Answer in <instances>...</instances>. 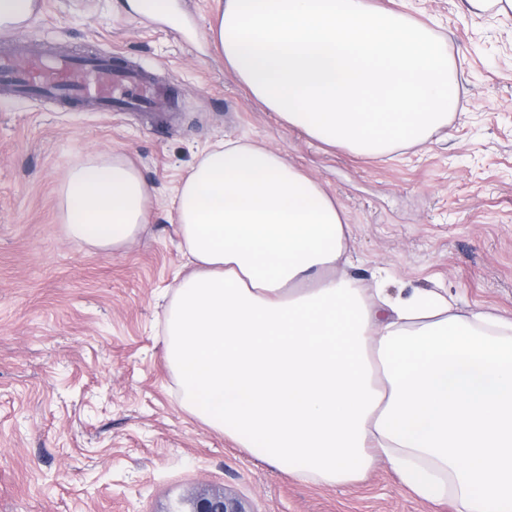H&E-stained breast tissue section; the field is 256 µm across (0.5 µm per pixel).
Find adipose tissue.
<instances>
[{
	"label": "adipose tissue",
	"instance_id": "obj_1",
	"mask_svg": "<svg viewBox=\"0 0 512 512\" xmlns=\"http://www.w3.org/2000/svg\"><path fill=\"white\" fill-rule=\"evenodd\" d=\"M214 36L268 111L356 155L426 142L457 104L436 34L370 0H224ZM147 203L114 154L58 188L67 236L99 249L132 242ZM175 221L196 265L164 317L184 409L304 480L346 483L383 459L428 502L512 512V318L364 287L336 199L263 146L207 151Z\"/></svg>",
	"mask_w": 512,
	"mask_h": 512
}]
</instances>
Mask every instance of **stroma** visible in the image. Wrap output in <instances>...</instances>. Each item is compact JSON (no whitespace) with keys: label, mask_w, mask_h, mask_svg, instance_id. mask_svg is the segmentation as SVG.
Listing matches in <instances>:
<instances>
[{"label":"stroma","mask_w":512,"mask_h":512,"mask_svg":"<svg viewBox=\"0 0 512 512\" xmlns=\"http://www.w3.org/2000/svg\"><path fill=\"white\" fill-rule=\"evenodd\" d=\"M443 40L458 88L446 129L385 157L329 147L255 100L210 36L224 0H46L24 32L57 54L120 51L163 85L151 112L0 97V512H168L208 490L247 512H455L404 487L385 461L347 483L304 481L186 411L163 356V320L190 268L175 189L203 150L256 141L345 211L360 258L389 293L447 289L459 313L512 316V14L466 0H377ZM119 153L149 190L135 242L69 238L67 166Z\"/></svg>","instance_id":"1"}]
</instances>
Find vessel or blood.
<instances>
[{"label": "vessel or blood", "mask_w": 512, "mask_h": 512, "mask_svg": "<svg viewBox=\"0 0 512 512\" xmlns=\"http://www.w3.org/2000/svg\"><path fill=\"white\" fill-rule=\"evenodd\" d=\"M0 93L11 98L95 102L103 112L150 110L158 97L153 79L113 54L47 57L33 52L24 34L0 46Z\"/></svg>", "instance_id": "b4317fda"}]
</instances>
